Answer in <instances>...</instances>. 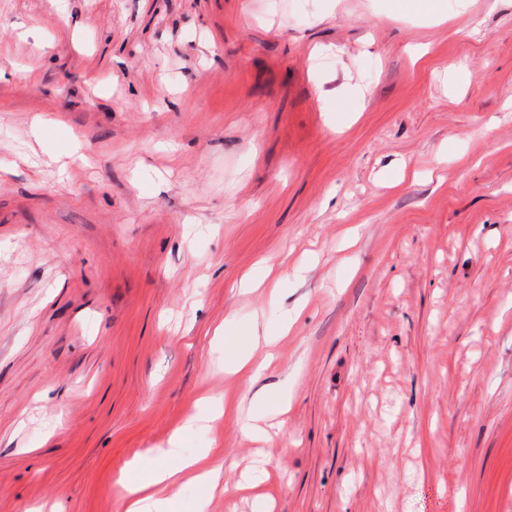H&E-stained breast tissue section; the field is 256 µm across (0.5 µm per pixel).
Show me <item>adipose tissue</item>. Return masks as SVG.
Instances as JSON below:
<instances>
[{"label":"adipose tissue","instance_id":"1","mask_svg":"<svg viewBox=\"0 0 512 512\" xmlns=\"http://www.w3.org/2000/svg\"><path fill=\"white\" fill-rule=\"evenodd\" d=\"M270 343V336L260 334L258 329H250L245 347L225 351V371L248 379L256 377L266 365L255 361L254 354ZM180 448L181 437L176 434L167 447L156 450L158 462L155 466L143 467L140 457L132 458L128 464L133 478L126 486V512H178L180 486L186 477L198 484L203 499H210L221 485L216 449L204 448L185 456Z\"/></svg>","mask_w":512,"mask_h":512}]
</instances>
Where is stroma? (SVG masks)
I'll list each match as a JSON object with an SVG mask.
<instances>
[{
  "mask_svg": "<svg viewBox=\"0 0 512 512\" xmlns=\"http://www.w3.org/2000/svg\"><path fill=\"white\" fill-rule=\"evenodd\" d=\"M438 8L0 0V512H124L205 394L273 512H512V0ZM259 336L258 326L255 324L246 336L247 348H240L237 350L224 349V369L226 372L241 375L248 380L253 379L266 369L267 362H269L273 355L266 353L262 362L257 363L254 361V352L263 346L271 344L270 336H267L266 330Z\"/></svg>",
  "mask_w": 512,
  "mask_h": 512,
  "instance_id": "stroma-1",
  "label": "stroma"
}]
</instances>
